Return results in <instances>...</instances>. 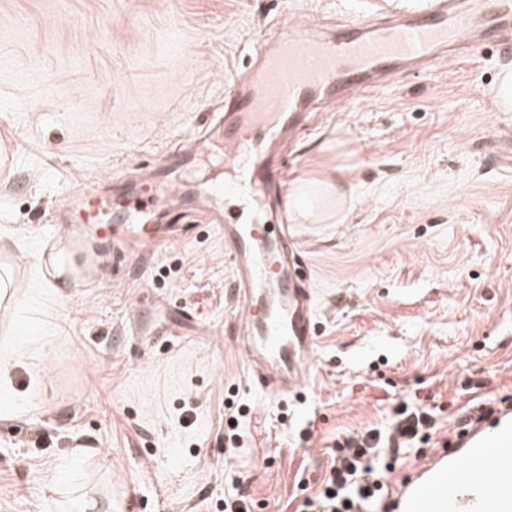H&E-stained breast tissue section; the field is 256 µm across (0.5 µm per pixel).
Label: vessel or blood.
<instances>
[{"instance_id":"b4317fda","label":"vessel or blood","mask_w":512,"mask_h":512,"mask_svg":"<svg viewBox=\"0 0 512 512\" xmlns=\"http://www.w3.org/2000/svg\"><path fill=\"white\" fill-rule=\"evenodd\" d=\"M488 43L512 53V0H421L366 18L318 16L287 25L275 39L257 43L241 84L226 88L216 138L194 139L169 159L171 169L195 157L230 165L234 181L209 185L200 205L218 215L235 200L253 215L247 223L228 219L218 226L233 270L235 347L251 387L280 399L299 390L309 377L318 325L288 225L262 219L288 211L281 189L288 163L273 146L301 136L306 113L328 102L408 70L427 73L475 56ZM176 189L158 170L145 172L121 224L103 220L109 198L81 192L72 239L93 247L110 238L131 252L161 242L162 225L144 223L143 214ZM40 257L58 278L84 287L69 246L48 242ZM389 501L393 512H512V403H497L489 417L450 432L446 446L419 464Z\"/></svg>"}]
</instances>
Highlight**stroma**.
Listing matches in <instances>:
<instances>
[{
    "label": "stroma",
    "mask_w": 512,
    "mask_h": 512,
    "mask_svg": "<svg viewBox=\"0 0 512 512\" xmlns=\"http://www.w3.org/2000/svg\"><path fill=\"white\" fill-rule=\"evenodd\" d=\"M398 0H0V253L14 290L0 302V512H59L96 501L114 512H224L232 488L254 512H295L327 449L384 426L409 396L442 430L457 411L512 396V174L490 165L512 134L494 94L512 57L474 59L390 85L314 116L291 157L289 211L318 315L314 375L281 401L252 389L233 339L232 268L207 224L145 255L96 256L78 291L35 281L68 197L108 190L122 223L120 175L160 166L224 109L251 65L255 34L305 11L381 12ZM198 159L188 195L154 216L193 211L191 193L228 179ZM199 329L175 336L180 311ZM237 414L241 446L224 450Z\"/></svg>",
    "instance_id": "obj_1"
}]
</instances>
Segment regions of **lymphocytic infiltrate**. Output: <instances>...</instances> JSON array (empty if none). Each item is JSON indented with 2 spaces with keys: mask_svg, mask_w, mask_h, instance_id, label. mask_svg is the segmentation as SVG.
I'll list each match as a JSON object with an SVG mask.
<instances>
[{
  "mask_svg": "<svg viewBox=\"0 0 512 512\" xmlns=\"http://www.w3.org/2000/svg\"><path fill=\"white\" fill-rule=\"evenodd\" d=\"M437 431L432 409L398 404L386 429L349 436L331 449L329 471L300 512H391L386 498L395 461Z\"/></svg>",
  "mask_w": 512,
  "mask_h": 512,
  "instance_id": "lymphocytic-infiltrate-1",
  "label": "lymphocytic infiltrate"
}]
</instances>
